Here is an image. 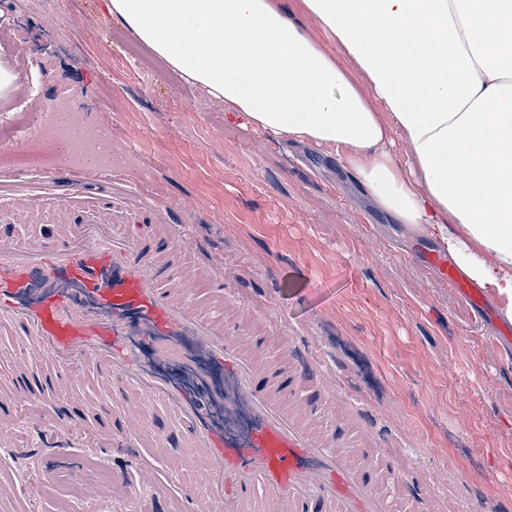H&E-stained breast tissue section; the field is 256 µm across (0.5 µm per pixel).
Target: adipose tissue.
Wrapping results in <instances>:
<instances>
[{
  "instance_id": "1",
  "label": "adipose tissue",
  "mask_w": 512,
  "mask_h": 512,
  "mask_svg": "<svg viewBox=\"0 0 512 512\" xmlns=\"http://www.w3.org/2000/svg\"><path fill=\"white\" fill-rule=\"evenodd\" d=\"M105 2L234 117L331 156L512 324V0Z\"/></svg>"
}]
</instances>
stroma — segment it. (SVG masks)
<instances>
[{"label":"stroma","mask_w":512,"mask_h":512,"mask_svg":"<svg viewBox=\"0 0 512 512\" xmlns=\"http://www.w3.org/2000/svg\"><path fill=\"white\" fill-rule=\"evenodd\" d=\"M0 63L14 86L35 82L46 104L112 131V192L130 209L159 204L213 263L240 284L224 291L243 329L267 319L329 367L403 477L435 512H512V347L500 348L495 305L475 311L421 255L434 241L390 223L320 151L276 138L228 114L112 21L102 0H0ZM33 166L0 185L39 195L37 214L0 221V236L37 238L64 198L50 181L52 151L15 147ZM49 404L32 402L16 445L0 447V512H69L80 485L69 471L31 495L45 449L65 448L124 480H99L110 512H130L128 486L150 448L127 457L86 447L83 431L47 432ZM160 464L164 499L144 492L140 512H181L190 467Z\"/></svg>","instance_id":"1"}]
</instances>
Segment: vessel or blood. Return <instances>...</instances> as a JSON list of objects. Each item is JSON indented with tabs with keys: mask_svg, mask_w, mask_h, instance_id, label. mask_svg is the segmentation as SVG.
<instances>
[{
	"mask_svg": "<svg viewBox=\"0 0 512 512\" xmlns=\"http://www.w3.org/2000/svg\"><path fill=\"white\" fill-rule=\"evenodd\" d=\"M83 194L73 183L47 237H0V327L22 345L12 403L59 402L49 429L65 433L64 396L78 375L92 374L111 403L85 408L87 443L179 448L199 478L184 512H394L399 500L417 512L411 486L396 499L387 491L400 456L383 452L357 409L339 401L319 361L297 354L270 321L245 333L225 323L224 284L235 269L204 259L178 275L173 264L187 243L173 225L148 235L127 229L104 194L82 220L72 201ZM426 261L484 309L482 291L447 258L433 252ZM200 283L210 287L205 310L193 303ZM129 336L154 337L156 357L175 368L220 365L223 387L203 379L190 392L154 375L127 349ZM272 345L285 367L266 359ZM160 406L171 426H151Z\"/></svg>",
	"mask_w": 512,
	"mask_h": 512,
	"instance_id": "b4317fda",
	"label": "vessel or blood"
}]
</instances>
